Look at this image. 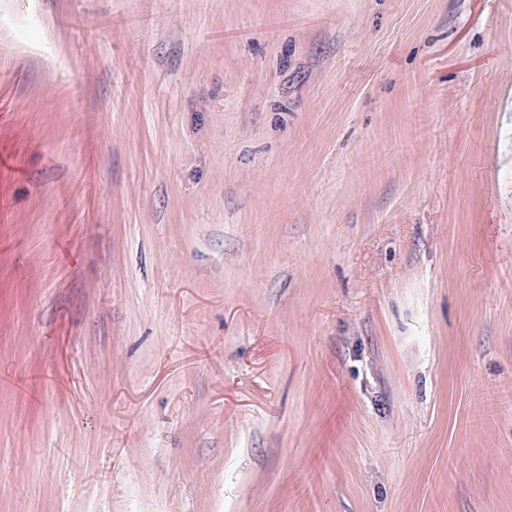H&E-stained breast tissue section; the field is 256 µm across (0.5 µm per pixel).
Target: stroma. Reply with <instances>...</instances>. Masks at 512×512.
I'll use <instances>...</instances> for the list:
<instances>
[{"instance_id": "1", "label": "stroma", "mask_w": 512, "mask_h": 512, "mask_svg": "<svg viewBox=\"0 0 512 512\" xmlns=\"http://www.w3.org/2000/svg\"><path fill=\"white\" fill-rule=\"evenodd\" d=\"M0 512H512V0H0Z\"/></svg>"}]
</instances>
